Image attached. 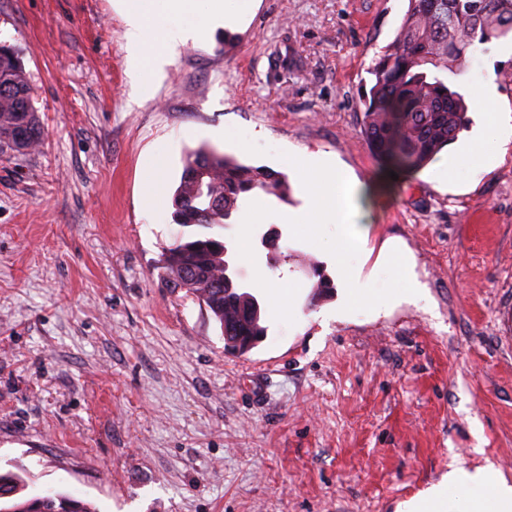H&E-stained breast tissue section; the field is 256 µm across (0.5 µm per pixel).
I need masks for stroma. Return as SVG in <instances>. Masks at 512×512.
<instances>
[{"label": "stroma", "instance_id": "1", "mask_svg": "<svg viewBox=\"0 0 512 512\" xmlns=\"http://www.w3.org/2000/svg\"><path fill=\"white\" fill-rule=\"evenodd\" d=\"M407 5L252 0L135 78L122 0H0L46 132L0 155L1 470L96 512H397L456 465L512 478V148L480 171L495 144L471 109L455 145L478 175L383 171L362 92ZM444 80L468 99L493 82L512 112V39L470 48ZM202 144L277 172L305 149L346 171L370 247L398 244L425 302L321 325L339 293L315 296L310 267L334 276L335 229L281 223L297 194L258 192L220 236L267 334L225 350L207 307L157 269L196 227L142 194L150 161L171 193ZM271 232L292 260L271 261ZM263 273L294 289L293 319L272 316Z\"/></svg>", "mask_w": 512, "mask_h": 512}]
</instances>
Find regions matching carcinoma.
Instances as JSON below:
<instances>
[{"instance_id": "1", "label": "carcinoma", "mask_w": 512, "mask_h": 512, "mask_svg": "<svg viewBox=\"0 0 512 512\" xmlns=\"http://www.w3.org/2000/svg\"><path fill=\"white\" fill-rule=\"evenodd\" d=\"M512 34V0H408L393 41L370 68L363 92L367 143L388 170L421 171L467 123L468 103L437 76L461 64L468 49ZM45 130L33 104L18 52L0 46V153L38 148ZM286 176L252 167L200 146L188 152L172 198L173 221L182 227H224L240 201L253 192L280 200ZM228 249L207 233L178 239L162 254V276L173 288L181 274L192 277L190 292L219 323L224 336H242L255 348L264 336L255 295L227 274ZM0 512H94L90 504L58 493L27 494L24 479L0 471Z\"/></svg>"}]
</instances>
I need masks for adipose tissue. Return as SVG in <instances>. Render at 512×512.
<instances>
[{"label":"adipose tissue","instance_id":"ef3b65f1","mask_svg":"<svg viewBox=\"0 0 512 512\" xmlns=\"http://www.w3.org/2000/svg\"><path fill=\"white\" fill-rule=\"evenodd\" d=\"M127 37L132 49H140L149 37L150 23L164 15H180L190 9L192 0H123ZM203 15L185 25L161 27L162 51L153 56V69L168 65L178 46L189 36H205L211 29L234 25L239 11L230 9L227 0H208ZM296 174L300 207L285 215L288 223L306 218L317 224L336 227V283L343 294L336 306L337 317L343 318L361 304L375 312L387 311L397 302L414 303L423 296V289L410 271L403 252L386 246L372 253L368 243L372 225L363 221L361 192L357 182L316 153L304 152L289 158ZM377 256L380 263L395 265L405 280L398 293L376 288L371 277L362 273L359 256ZM401 512H512V480L504 477L494 465L473 470L462 466L449 469L443 480L418 499L405 502Z\"/></svg>","mask_w":512,"mask_h":512}]
</instances>
